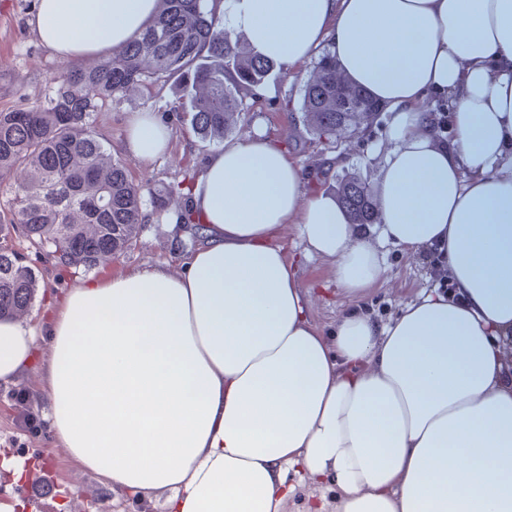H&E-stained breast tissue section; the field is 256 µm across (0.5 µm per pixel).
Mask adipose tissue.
Listing matches in <instances>:
<instances>
[{"mask_svg": "<svg viewBox=\"0 0 512 512\" xmlns=\"http://www.w3.org/2000/svg\"><path fill=\"white\" fill-rule=\"evenodd\" d=\"M157 0H37L59 58L111 52ZM229 20L296 71L329 41L348 81L393 114L376 183L379 234L437 246L457 296L429 292L386 323L330 334L310 318L298 225L361 298L377 251L336 199L256 132L196 181L203 226L180 273L82 280L47 317L0 320V384L37 371L56 447L110 491L168 512H286L297 485H335L302 512H512V0H229ZM445 103L448 140L425 104ZM170 128L132 119L150 159Z\"/></svg>", "mask_w": 512, "mask_h": 512, "instance_id": "adipose-tissue-1", "label": "adipose tissue"}]
</instances>
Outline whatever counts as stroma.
<instances>
[{"label":"stroma","instance_id":"1","mask_svg":"<svg viewBox=\"0 0 512 512\" xmlns=\"http://www.w3.org/2000/svg\"><path fill=\"white\" fill-rule=\"evenodd\" d=\"M35 5L36 0H0V107L19 101L31 106L46 102L51 93L50 77L63 65L30 27ZM313 71L310 61L292 77L283 67H276L260 88L262 111L249 113L241 120L232 139L244 138L256 126H263L268 138L292 149L293 159L309 174L306 189L310 192H334L338 182L349 175L375 186L390 137V113H378L372 125L355 137L333 144L317 140L293 118L302 108V86ZM174 100L170 90L159 94L138 92L108 104L98 115L100 130L113 154L122 157L130 178L143 188L176 183L186 167L204 169L207 158L223 148L222 143L201 140L190 129L176 124L171 129L167 154L143 160L126 152L123 139L132 117L139 112L164 115ZM281 242L289 255L301 258V276L311 298V318L325 332L353 312L388 320L409 301L438 287L420 253L378 239L374 245L382 257L383 270L368 297L360 300L337 286L331 262L307 255L298 225H288ZM194 243L183 225L148 224L125 256L92 270L90 275L117 276L151 265L165 266L176 273L183 253ZM36 383L37 375L32 372L22 383L0 384V448L31 464L21 481H12L0 472V502H18L25 505L26 512H167L163 498L142 500L109 492L56 448L49 403L32 396Z\"/></svg>","mask_w":512,"mask_h":512}]
</instances>
